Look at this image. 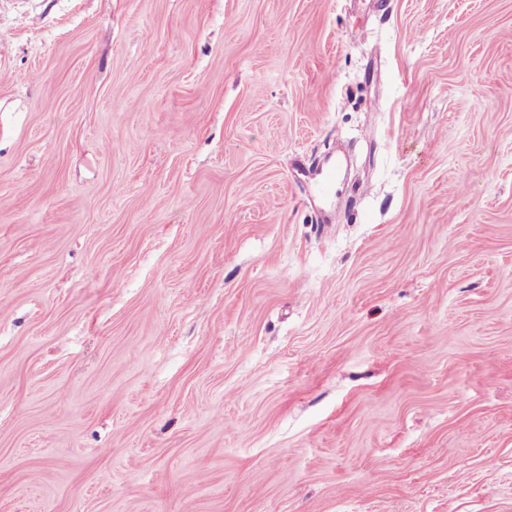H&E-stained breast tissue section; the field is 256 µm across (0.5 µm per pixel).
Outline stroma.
I'll return each mask as SVG.
<instances>
[{
	"instance_id": "1",
	"label": "stroma",
	"mask_w": 512,
	"mask_h": 512,
	"mask_svg": "<svg viewBox=\"0 0 512 512\" xmlns=\"http://www.w3.org/2000/svg\"><path fill=\"white\" fill-rule=\"evenodd\" d=\"M0 512H512V0H0Z\"/></svg>"
}]
</instances>
